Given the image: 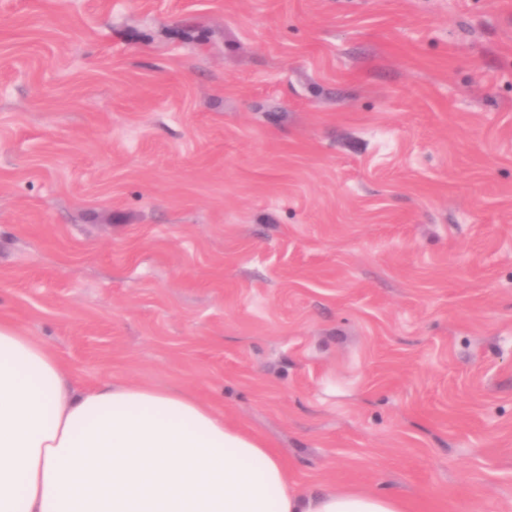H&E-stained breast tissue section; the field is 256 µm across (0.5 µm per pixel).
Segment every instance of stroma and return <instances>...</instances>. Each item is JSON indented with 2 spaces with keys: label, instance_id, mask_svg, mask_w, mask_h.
<instances>
[{
  "label": "stroma",
  "instance_id": "35a3bbf8",
  "mask_svg": "<svg viewBox=\"0 0 512 512\" xmlns=\"http://www.w3.org/2000/svg\"><path fill=\"white\" fill-rule=\"evenodd\" d=\"M0 316L299 489L512 512V0H0Z\"/></svg>",
  "mask_w": 512,
  "mask_h": 512
}]
</instances>
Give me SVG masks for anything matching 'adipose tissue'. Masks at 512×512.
Returning <instances> with one entry per match:
<instances>
[{
	"mask_svg": "<svg viewBox=\"0 0 512 512\" xmlns=\"http://www.w3.org/2000/svg\"><path fill=\"white\" fill-rule=\"evenodd\" d=\"M0 512H408L367 490L292 486L279 452L193 394L79 389L0 318Z\"/></svg>",
	"mask_w": 512,
	"mask_h": 512,
	"instance_id": "ef3b65f1",
	"label": "adipose tissue"
}]
</instances>
